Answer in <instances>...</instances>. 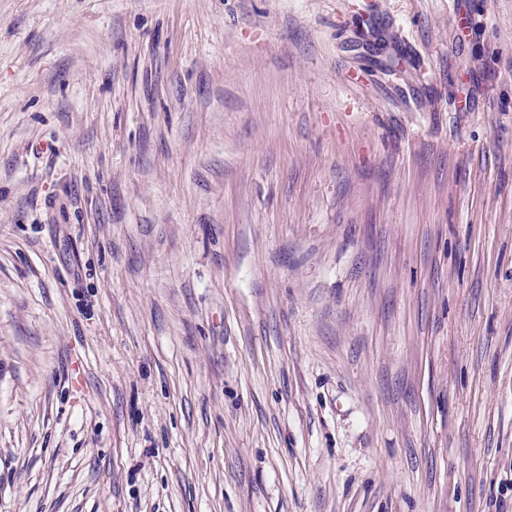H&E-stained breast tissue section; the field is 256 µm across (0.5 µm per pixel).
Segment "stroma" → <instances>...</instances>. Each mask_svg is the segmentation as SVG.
<instances>
[{
    "mask_svg": "<svg viewBox=\"0 0 512 512\" xmlns=\"http://www.w3.org/2000/svg\"><path fill=\"white\" fill-rule=\"evenodd\" d=\"M0 512H512V0H0Z\"/></svg>",
    "mask_w": 512,
    "mask_h": 512,
    "instance_id": "obj_1",
    "label": "stroma"
}]
</instances>
